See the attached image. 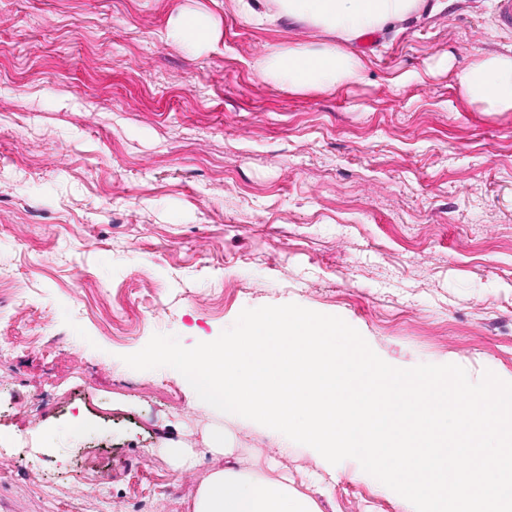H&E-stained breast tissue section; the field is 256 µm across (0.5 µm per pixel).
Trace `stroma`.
Here are the masks:
<instances>
[{
  "label": "stroma",
  "instance_id": "stroma-1",
  "mask_svg": "<svg viewBox=\"0 0 512 512\" xmlns=\"http://www.w3.org/2000/svg\"><path fill=\"white\" fill-rule=\"evenodd\" d=\"M437 2L353 42V80L297 93L253 64L324 36L266 18L268 0H252L257 19L239 0H0L1 505L186 512L220 427L241 469L287 476L319 512H414L357 460L324 475L315 449L123 357L295 303L394 367L512 382V111L457 83L512 55V32L497 0ZM189 10L214 20L209 47L168 37ZM169 441L200 451L192 471ZM169 482L181 497L159 493Z\"/></svg>",
  "mask_w": 512,
  "mask_h": 512
}]
</instances>
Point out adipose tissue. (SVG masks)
Listing matches in <instances>:
<instances>
[{
    "instance_id": "ef3b65f1",
    "label": "adipose tissue",
    "mask_w": 512,
    "mask_h": 512,
    "mask_svg": "<svg viewBox=\"0 0 512 512\" xmlns=\"http://www.w3.org/2000/svg\"><path fill=\"white\" fill-rule=\"evenodd\" d=\"M273 19L288 26L302 25L331 34L332 42L270 48L255 66L266 81L296 91L331 90L356 76L357 55L346 43L365 32L387 28L407 19L419 0H273ZM189 46H210L216 37L212 19L186 12L171 30ZM463 95L491 111L512 110V56L489 55L458 76ZM210 453L219 466L198 483L188 502L189 512H317L312 499L289 488L286 478L244 471L231 464L223 430H214Z\"/></svg>"
}]
</instances>
